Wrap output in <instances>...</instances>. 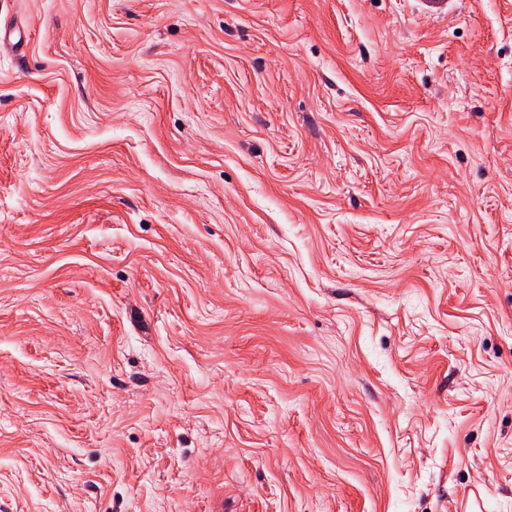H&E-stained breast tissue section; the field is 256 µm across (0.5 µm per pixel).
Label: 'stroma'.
Returning <instances> with one entry per match:
<instances>
[{"instance_id":"stroma-1","label":"stroma","mask_w":512,"mask_h":512,"mask_svg":"<svg viewBox=\"0 0 512 512\" xmlns=\"http://www.w3.org/2000/svg\"><path fill=\"white\" fill-rule=\"evenodd\" d=\"M0 25V512H512V0Z\"/></svg>"}]
</instances>
